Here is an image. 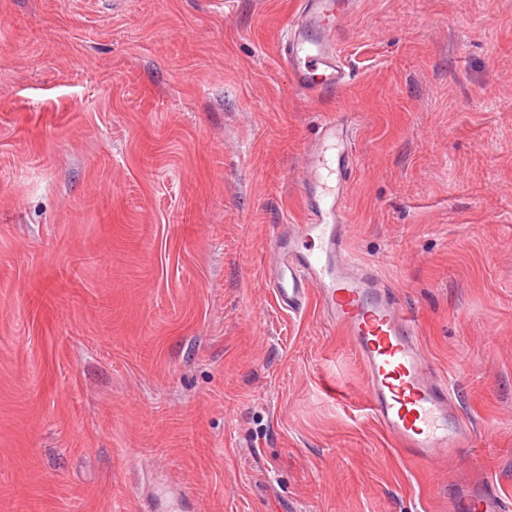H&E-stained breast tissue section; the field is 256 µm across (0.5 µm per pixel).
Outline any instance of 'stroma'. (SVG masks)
<instances>
[{
    "mask_svg": "<svg viewBox=\"0 0 512 512\" xmlns=\"http://www.w3.org/2000/svg\"><path fill=\"white\" fill-rule=\"evenodd\" d=\"M297 0H0V512H512V0H360L346 89ZM354 111L349 248L418 316L473 445L404 460L317 299L263 263ZM358 3V0L301 1L281 48L297 93L327 97L346 88L348 74L337 54L335 40ZM448 500V512H503L505 502L498 487L486 478L460 487Z\"/></svg>",
    "mask_w": 512,
    "mask_h": 512,
    "instance_id": "1",
    "label": "stroma"
}]
</instances>
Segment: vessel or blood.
I'll return each instance as SVG.
<instances>
[{
    "mask_svg": "<svg viewBox=\"0 0 512 512\" xmlns=\"http://www.w3.org/2000/svg\"><path fill=\"white\" fill-rule=\"evenodd\" d=\"M358 0H301L281 55L294 90L327 97L342 92L348 74L336 37ZM352 113L324 119L304 155L300 196L304 223L292 225L271 248L273 291L279 305L300 310L317 294L324 315L348 336L365 370L366 408L400 455L413 463L448 458L470 439L452 411L448 383L423 356L416 319L352 257L343 201L354 160ZM504 499L484 479L457 489L448 512H503Z\"/></svg>",
    "mask_w": 512,
    "mask_h": 512,
    "instance_id": "vessel-or-blood-1",
    "label": "vessel or blood"
}]
</instances>
